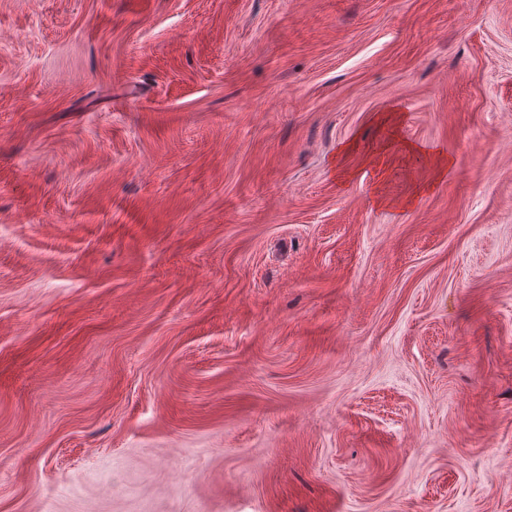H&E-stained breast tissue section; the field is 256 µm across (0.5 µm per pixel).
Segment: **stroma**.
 I'll list each match as a JSON object with an SVG mask.
<instances>
[{"label": "stroma", "mask_w": 512, "mask_h": 512, "mask_svg": "<svg viewBox=\"0 0 512 512\" xmlns=\"http://www.w3.org/2000/svg\"><path fill=\"white\" fill-rule=\"evenodd\" d=\"M0 512H512V0H0Z\"/></svg>", "instance_id": "1"}]
</instances>
